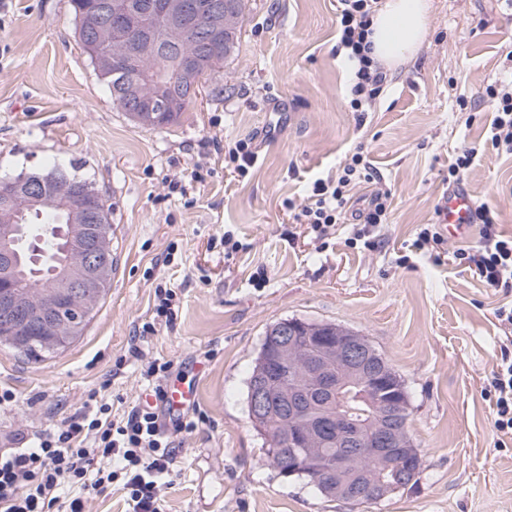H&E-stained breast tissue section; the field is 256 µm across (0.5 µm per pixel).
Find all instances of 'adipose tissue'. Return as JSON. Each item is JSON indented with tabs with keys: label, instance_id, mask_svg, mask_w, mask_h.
I'll return each instance as SVG.
<instances>
[{
	"label": "adipose tissue",
	"instance_id": "adipose-tissue-1",
	"mask_svg": "<svg viewBox=\"0 0 512 512\" xmlns=\"http://www.w3.org/2000/svg\"><path fill=\"white\" fill-rule=\"evenodd\" d=\"M429 0H380L372 19L371 56L385 73L413 59L430 25Z\"/></svg>",
	"mask_w": 512,
	"mask_h": 512
}]
</instances>
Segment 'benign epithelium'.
Here are the masks:
<instances>
[{
	"label": "benign epithelium",
	"instance_id": "benign-epithelium-1",
	"mask_svg": "<svg viewBox=\"0 0 512 512\" xmlns=\"http://www.w3.org/2000/svg\"><path fill=\"white\" fill-rule=\"evenodd\" d=\"M233 0H213L205 26V37L224 40V13ZM160 7L167 18V28L180 36L187 33L186 17L192 13L189 0H162ZM85 33L96 38L87 44L95 63L108 65L111 60L100 54L106 44L126 45L132 38L125 14L107 13L98 8L80 15ZM215 52L196 41L191 42L182 57V70L191 78L187 95L197 94L194 77L215 64ZM158 94L134 86L128 94L135 112H151ZM74 184L67 181L58 188L46 189L42 181L0 177V214L15 218L16 212L52 204V199L70 196ZM62 238L68 241L66 258L52 263L47 287L55 300L45 302L29 294L9 291L14 275V242L0 237V321L18 329H32L51 348L66 344L81 327L86 300L103 290L108 272V237L103 225L94 229L79 222L73 213L66 225L60 226ZM268 364L287 367L288 388L272 390L267 374H259L253 382L250 411L255 418L288 427L299 418L310 417L307 392L319 390L328 397V410L321 425L300 433L299 446L309 448L332 435L341 451L330 457L310 455L302 460L288 459V465L303 468L316 484L336 485L344 498L380 500L386 495L387 483L381 477L364 474L356 462L362 457L379 461L385 469H394L407 480L420 469L422 459L406 450L402 436L403 403L393 399L379 402L372 398L375 387L389 376L383 357L368 341L355 334L318 336L307 351L300 352L295 324L283 323L280 334L266 350Z\"/></svg>",
	"mask_w": 512,
	"mask_h": 512
}]
</instances>
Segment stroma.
I'll return each instance as SVG.
<instances>
[{
  "label": "stroma",
  "mask_w": 512,
  "mask_h": 512,
  "mask_svg": "<svg viewBox=\"0 0 512 512\" xmlns=\"http://www.w3.org/2000/svg\"><path fill=\"white\" fill-rule=\"evenodd\" d=\"M417 56L396 70L363 115L347 98L351 68L337 50L336 0H250L236 49L203 82L194 105L163 127L133 121L98 80L76 35L70 0H0V176L58 165L105 195L116 263L79 336L33 361L0 343V448L19 430L72 415L110 382L118 410L147 392L128 348L152 318L157 286L173 288L177 318L145 348L174 375H197L164 512H512V446L501 447L483 389L512 302L483 287L444 244L437 263L416 250L438 223L448 167L465 148L478 159L463 186L512 233V154L491 145L486 90L512 86V7L505 0H431ZM254 137L246 177L224 169L215 144ZM363 146L380 184L362 183L354 207L389 191L375 250L352 248L340 227L326 248L288 219L316 178ZM183 178L185 192L169 188ZM232 231L240 250L225 253ZM358 331L400 375L422 466L380 501H330L271 465L253 428L246 382L266 329L283 319Z\"/></svg>",
  "instance_id": "1"
}]
</instances>
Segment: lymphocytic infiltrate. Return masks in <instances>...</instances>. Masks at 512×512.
<instances>
[{
  "label": "lymphocytic infiltrate",
  "mask_w": 512,
  "mask_h": 512,
  "mask_svg": "<svg viewBox=\"0 0 512 512\" xmlns=\"http://www.w3.org/2000/svg\"><path fill=\"white\" fill-rule=\"evenodd\" d=\"M338 3L339 44L352 66L349 103L361 112L385 82L369 56L368 35L379 0ZM372 178L362 149H355L335 175L314 180L304 203L291 202L287 208L314 240L326 241L348 219L351 190ZM388 198L382 189L372 193L367 210L357 215L349 246L378 247L374 229L388 221ZM475 216L476 245L455 251L453 257L486 287L511 290L512 234L502 230L489 204L477 205ZM155 331V322L144 323L129 350L142 364L155 405L116 414L111 402L92 394L79 411L53 427L18 434L17 447L0 448V512H87L89 500L115 484L124 490L129 512H162V491L175 462L174 437L192 432L196 423L180 417L167 427L159 419L156 404L164 399L163 382L172 364L147 355L144 345ZM484 395L493 406L496 433L512 439V351L502 350Z\"/></svg>",
  "instance_id": "lymphocytic-infiltrate-1"
}]
</instances>
